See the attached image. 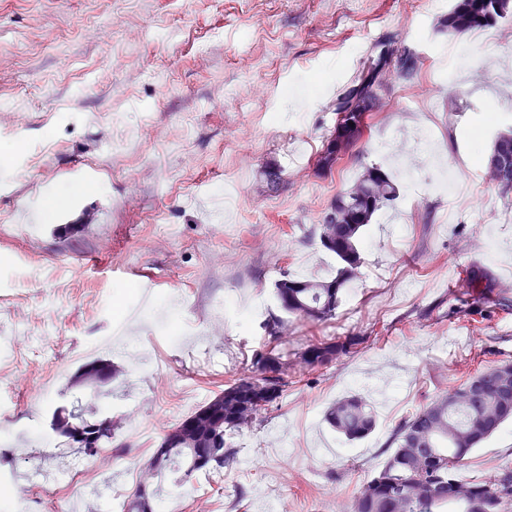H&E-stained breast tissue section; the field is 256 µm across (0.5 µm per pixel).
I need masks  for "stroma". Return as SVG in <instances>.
Instances as JSON below:
<instances>
[{
	"instance_id": "1",
	"label": "stroma",
	"mask_w": 512,
	"mask_h": 512,
	"mask_svg": "<svg viewBox=\"0 0 512 512\" xmlns=\"http://www.w3.org/2000/svg\"><path fill=\"white\" fill-rule=\"evenodd\" d=\"M451 3L0 0V469L27 476L9 512H107L129 495L148 474L139 449L248 371L281 274L334 275L315 229L365 165L415 179L366 230L335 319H290L287 340L367 343L238 437L232 470L181 492L159 482L154 512H345L400 420L463 373L512 359V313L476 325L445 314L470 260L512 286V194L483 163L512 127V16L479 48L439 31ZM390 33L417 76L388 73L359 155L317 172L337 96ZM448 166L454 201L429 189ZM72 183L84 192L46 213ZM99 358L112 380L93 405L128 447L115 451L122 468L88 458L91 482L66 487L57 474L77 451L49 423ZM348 393L378 414L355 442L323 421ZM506 460L511 422L459 476Z\"/></svg>"
}]
</instances>
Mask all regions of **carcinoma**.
Masks as SVG:
<instances>
[{"mask_svg": "<svg viewBox=\"0 0 512 512\" xmlns=\"http://www.w3.org/2000/svg\"><path fill=\"white\" fill-rule=\"evenodd\" d=\"M509 13L512 0H453L440 19V30L460 36L492 28ZM387 44V50L368 58L357 79L336 99V126L315 159L318 170L332 171L360 145L358 128L368 123L382 99L384 71L392 67L405 79L417 71L418 62L411 52L393 39ZM508 156L512 157V130L496 137L487 155L486 173L492 172V162L501 163ZM399 193L391 176L378 166L366 165L352 186L333 197L327 208L333 220L319 224L317 231L321 246L336 258V274L328 279L284 275L275 283L281 314L272 313L263 322L269 344L253 354L249 372L228 381L224 390L163 435L148 461L154 475L179 473L184 480L199 472L220 474L231 469L237 455L236 435L261 424L268 411L282 403L310 372L331 367L367 342L365 336L316 337L290 350L282 338L290 316L312 324L336 317L344 287L358 278L364 264L360 248L364 230ZM509 308L512 288L479 261L466 265L448 297V316L458 319L478 316L484 320ZM267 351L278 353L276 375L260 365L259 356ZM246 378L268 382L274 390L254 403L237 388ZM324 420L348 441L367 437L377 425L374 410L357 393L337 399ZM510 420L512 360L493 361L465 374L398 422L391 435L392 450L356 492L353 512H512V483L498 487L487 475L471 480L457 475L473 451ZM50 428L65 438V444L93 457L112 443L117 424L110 418L86 419L59 407L52 414ZM198 448L212 449L203 463L198 461ZM156 494L153 484L140 482L128 496L127 512H153Z\"/></svg>", "mask_w": 512, "mask_h": 512, "instance_id": "obj_1", "label": "carcinoma"}]
</instances>
